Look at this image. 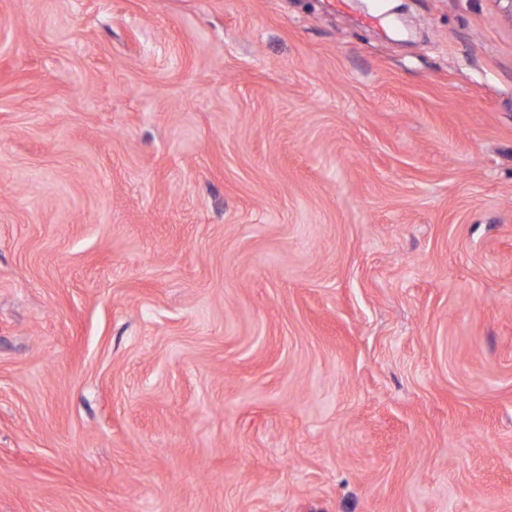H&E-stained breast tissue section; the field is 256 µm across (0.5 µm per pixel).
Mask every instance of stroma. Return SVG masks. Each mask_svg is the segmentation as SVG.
Returning a JSON list of instances; mask_svg holds the SVG:
<instances>
[{"instance_id": "35a3bbf8", "label": "stroma", "mask_w": 512, "mask_h": 512, "mask_svg": "<svg viewBox=\"0 0 512 512\" xmlns=\"http://www.w3.org/2000/svg\"><path fill=\"white\" fill-rule=\"evenodd\" d=\"M0 512H512L498 0H0Z\"/></svg>"}]
</instances>
